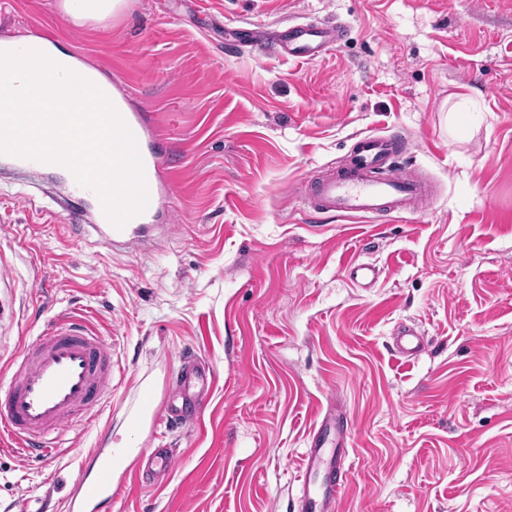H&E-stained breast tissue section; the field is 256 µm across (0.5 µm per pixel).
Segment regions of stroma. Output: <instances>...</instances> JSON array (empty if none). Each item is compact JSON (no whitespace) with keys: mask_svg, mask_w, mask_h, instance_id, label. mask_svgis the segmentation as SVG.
Masks as SVG:
<instances>
[{"mask_svg":"<svg viewBox=\"0 0 512 512\" xmlns=\"http://www.w3.org/2000/svg\"><path fill=\"white\" fill-rule=\"evenodd\" d=\"M56 2L0 0V38L42 34L111 78L177 180L148 244L111 251L43 196L65 195L59 175L0 160V373L73 307L115 364L111 407L50 462L0 439V512H67L110 441L176 452L162 478L121 473L112 512H297L330 410L348 427L336 512H512V0H128L80 27ZM242 21L345 32L305 62L234 45ZM375 131L436 197L313 214L305 181ZM354 258L373 286L348 280ZM404 326L429 341L410 359ZM188 354L215 372L203 421L131 429L140 385L177 398ZM347 268L349 279L357 285L368 286L375 283L380 274L376 266L358 260L350 261ZM425 346L424 336L412 327L403 328L393 338L395 352L402 357L417 355Z\"/></svg>","mask_w":512,"mask_h":512,"instance_id":"35a3bbf8","label":"stroma"}]
</instances>
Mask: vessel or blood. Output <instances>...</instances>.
<instances>
[{
    "instance_id": "b4317fda",
    "label": "vessel or blood",
    "mask_w": 512,
    "mask_h": 512,
    "mask_svg": "<svg viewBox=\"0 0 512 512\" xmlns=\"http://www.w3.org/2000/svg\"><path fill=\"white\" fill-rule=\"evenodd\" d=\"M238 32L247 46L274 49L278 54L311 61L323 56L343 39L341 27L312 23H291L274 35L243 22ZM152 135L138 113H130L112 126L108 151L123 167L134 170L139 182L125 191L120 174L101 176L91 162L68 167L66 186L71 196L92 202V211L72 214L80 227L94 229L101 245L131 247L138 229L155 221L165 196L173 188L162 157L151 145ZM396 134L361 133L338 167L313 180L304 196L318 213L339 215L412 212L434 197L430 182L402 168L397 160ZM62 150L47 151L23 147L22 131L9 113L0 114V159L23 170L56 171ZM379 269L358 260L348 264V277L358 285L375 283ZM396 353L410 357L425 347V338L415 328L398 331L393 339ZM112 346L95 329L85 312H62L52 316L45 330L25 344L13 357L8 374L0 376V432L6 433L22 459H50L64 428L75 418L92 419L94 406L107 405L112 394ZM212 370L189 367L178 379L180 402L166 406L155 403V392L144 387L140 403L131 416L132 427L156 418L174 425L196 422L207 407L197 385L211 382ZM132 455L128 448H102L80 465L81 481L70 501L71 512H99L117 496L116 473ZM145 467L165 473L174 453L169 448L142 452ZM337 456H326L320 436H313L306 452L307 469L337 465ZM346 486L333 481L314 490L302 483L298 512H331Z\"/></svg>"
}]
</instances>
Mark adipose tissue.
Here are the masks:
<instances>
[{
  "instance_id": "adipose-tissue-1",
  "label": "adipose tissue",
  "mask_w": 512,
  "mask_h": 512,
  "mask_svg": "<svg viewBox=\"0 0 512 512\" xmlns=\"http://www.w3.org/2000/svg\"><path fill=\"white\" fill-rule=\"evenodd\" d=\"M126 0H60L58 8L73 24L104 22L120 15ZM18 85L40 91L41 101L48 111L72 112L78 94L94 93L95 110L105 119L95 128L94 140L88 147L77 148L69 156L70 162H82L86 154H94L101 169H112L116 160L104 146L112 135L111 119L127 111L128 106L109 82L96 69L79 65L66 48L37 37L0 39V87ZM13 111L25 130V142L49 150L61 141L71 138L69 127L42 128L29 124L28 103L8 105L0 101V113Z\"/></svg>"
}]
</instances>
